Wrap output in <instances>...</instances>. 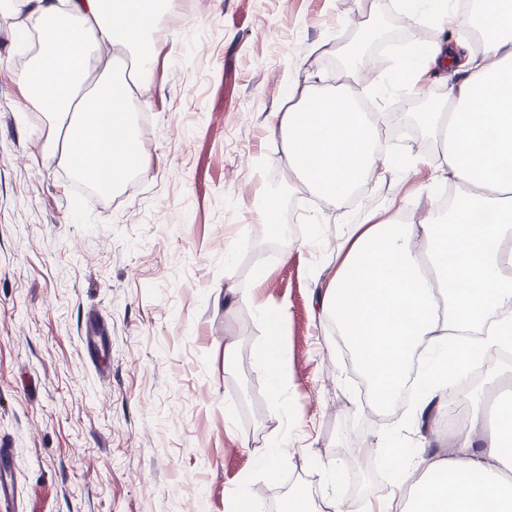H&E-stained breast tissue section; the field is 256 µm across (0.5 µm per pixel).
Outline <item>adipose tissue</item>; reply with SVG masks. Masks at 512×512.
<instances>
[{"mask_svg": "<svg viewBox=\"0 0 512 512\" xmlns=\"http://www.w3.org/2000/svg\"><path fill=\"white\" fill-rule=\"evenodd\" d=\"M24 27L45 34L20 86L24 99L50 113L48 147L76 177L114 190L129 175L127 154L136 135L131 102L147 86L154 53L147 41L172 0H19ZM489 34L481 55L468 44L437 43L422 63L400 70L391 85L410 94L426 90L420 66L455 74L443 111L420 114L437 157L418 152L402 169L410 177L431 164L437 177L457 187L448 208L428 206L419 222L406 220L412 196L391 200L347 225L336 264L320 297L325 321L334 323L356 355L374 402L391 405L407 365L424 348L421 390L411 414L394 422L410 432L430 413L448 412V391L466 376L470 337L491 351L512 343V0H482ZM133 53L135 77L100 67L98 50ZM95 77L90 95L76 100L78 82ZM321 77L293 78L288 106L268 127L271 158L329 208L340 211L353 190L386 177L394 165L377 147V112H360L341 89L320 88ZM273 322L262 361L271 394L281 398L287 378L281 329ZM377 461L400 473L398 483L375 489L351 509L333 496L332 512H512V409L485 429L480 396H473L455 453L378 449Z\"/></svg>", "mask_w": 512, "mask_h": 512, "instance_id": "ef3b65f1", "label": "adipose tissue"}]
</instances>
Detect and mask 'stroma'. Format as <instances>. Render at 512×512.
Wrapping results in <instances>:
<instances>
[{
    "label": "stroma",
    "instance_id": "35a3bbf8",
    "mask_svg": "<svg viewBox=\"0 0 512 512\" xmlns=\"http://www.w3.org/2000/svg\"><path fill=\"white\" fill-rule=\"evenodd\" d=\"M382 17L386 44L416 53L470 36L465 24H409L395 0H196L159 40L134 104L145 167L117 199L46 153V117L16 83L35 45L18 13L0 11V446L16 452V512H225L243 488L280 512L294 487L333 485L354 505L376 488L373 443L388 424L365 413L311 273L334 263L341 218L404 188L379 180L359 207L328 211L281 181L267 125L298 71L356 97L387 86L399 64L376 47L364 84L338 63L339 48ZM266 187L280 197L279 237L254 212ZM314 232L320 249L300 247ZM228 286L244 296L230 310ZM281 310L278 402L259 354ZM92 314L111 331L93 358L81 345ZM362 440V467L329 472ZM276 442L270 480L262 457Z\"/></svg>",
    "mask_w": 512,
    "mask_h": 512
}]
</instances>
